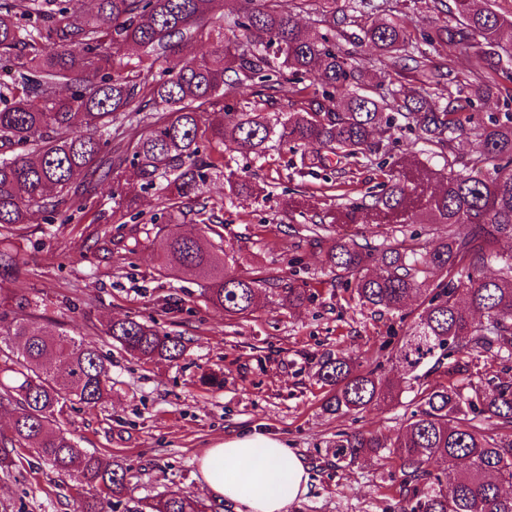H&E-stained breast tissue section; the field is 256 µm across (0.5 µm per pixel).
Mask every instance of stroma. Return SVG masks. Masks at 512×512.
<instances>
[{"instance_id": "stroma-1", "label": "stroma", "mask_w": 512, "mask_h": 512, "mask_svg": "<svg viewBox=\"0 0 512 512\" xmlns=\"http://www.w3.org/2000/svg\"><path fill=\"white\" fill-rule=\"evenodd\" d=\"M378 2L379 11L343 26L336 39L340 48L373 65L375 52L363 30L395 14L406 30L409 52L426 55L434 67H453L458 80L470 77L468 56L422 42L421 31L443 19L427 9L426 0ZM376 142L377 150L356 167L332 156L301 166L300 149L282 141L265 163L241 148L213 142L200 147L202 158H223L224 168L209 170L196 196L184 199L180 231L205 247L221 242L231 272L271 276L278 287L306 289L309 300L299 307L263 299L249 317L228 320L202 296L201 281L161 269L149 234L152 217L163 213L154 190L141 193L140 215L134 219L114 208L106 181L86 177L88 218L63 224L37 212L27 232L15 237L27 274L19 283L0 280V304L24 288L39 301L46 332L71 327L112 362L110 396L94 407L69 405L60 426L79 449L127 468L123 507L180 490L201 500L207 512H237L236 504L203 490L198 459L224 438L248 431L287 440L308 468L309 489L288 512H401L403 476L396 462L371 459L340 468L330 444L340 431L394 435L411 392H404L399 404L336 417L321 408L327 389L316 371L328 351L369 364L382 342L403 336L418 304L410 302L402 316L357 306L345 281L325 264L324 250L310 247L300 231L307 224L340 226L374 246L404 233L447 234L446 225L414 223L408 216L424 212L449 171L478 157L479 143L471 131L445 156L435 157L408 129L377 136ZM230 170L252 174V198H230L225 180ZM391 175L406 189L400 212L362 209V202L388 193ZM203 202L214 206L218 234L200 232L195 222ZM126 317L184 336L183 358L147 365L124 352L103 329L107 321ZM205 372L223 374V387L200 386ZM15 461L10 474H0V512H76L92 493L58 477L26 447H19Z\"/></svg>"}]
</instances>
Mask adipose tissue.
I'll return each mask as SVG.
<instances>
[{"label": "adipose tissue", "instance_id": "obj_1", "mask_svg": "<svg viewBox=\"0 0 512 512\" xmlns=\"http://www.w3.org/2000/svg\"><path fill=\"white\" fill-rule=\"evenodd\" d=\"M199 470L206 493L238 504L239 512H287L308 491L304 461L275 437L225 438L206 450Z\"/></svg>", "mask_w": 512, "mask_h": 512}]
</instances>
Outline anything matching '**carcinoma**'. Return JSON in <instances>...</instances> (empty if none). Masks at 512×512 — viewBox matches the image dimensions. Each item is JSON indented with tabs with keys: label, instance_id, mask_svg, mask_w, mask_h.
Instances as JSON below:
<instances>
[{
	"label": "carcinoma",
	"instance_id": "cac0c4a2",
	"mask_svg": "<svg viewBox=\"0 0 512 512\" xmlns=\"http://www.w3.org/2000/svg\"><path fill=\"white\" fill-rule=\"evenodd\" d=\"M78 0H13L0 5V60L11 62L0 81V144L25 145L27 152L0 158V279H19L23 258L10 237L24 230L35 211L60 214V207L86 208L83 173H98L111 187L118 209H132L139 193L159 186L165 225L157 241L163 268L204 281L201 294L226 317L255 310L256 280L228 272L224 249L201 247L180 233L182 199L199 190L209 163L199 158L203 140H230L264 158L278 137L337 161L359 163L373 151L378 130L391 132L402 120L421 140L445 153L474 123L470 98L435 89L446 78L423 57L405 53L404 30L395 17L364 28L377 61L395 71L418 73L416 82L376 100L362 92L366 66L336 49L339 26L371 7V0H314L329 15L326 29L305 30L296 10L263 0L237 22L245 43L229 41L208 58L191 55L201 23L224 40L221 0H93L86 12ZM504 0H452L448 23L427 35L473 59L471 95L490 96L495 76L512 69V8ZM165 65L160 74L154 64ZM312 74L321 88L306 85L284 118L267 109L280 86ZM67 86L63 98L58 88ZM155 112L146 113L139 93ZM242 97L245 110L227 112L224 99ZM144 125L132 151L112 145V126ZM481 161L470 173L451 171L442 193L429 203L431 223L467 227L423 244L419 235L380 249L336 232L326 252L331 271L348 279L360 305L400 312L413 298L421 311L395 344L386 341L377 359L363 368L342 353L318 361V380L329 390L323 410L340 416L381 402H394L403 389L383 377V361L395 360L418 383L413 409L390 438L373 432H341L331 442L339 467L367 458L394 459L404 477L403 512H512V379L493 375L463 392L456 376L470 372L473 355L512 361V115L479 125ZM400 185L371 205L392 210L401 204ZM196 223L214 235V209L203 203ZM281 305L299 306L304 288L282 295ZM14 308L0 312V410L13 411L11 436L0 439V471L15 465V445L34 450L50 469L100 488L79 512H115L126 490V470L77 448L59 426L68 404L96 405L112 392L111 363L97 345L60 328L47 335L35 310L38 302L18 290ZM104 334L145 363L176 362L184 337L163 333L133 318L111 320ZM444 368L446 381L421 384L422 368ZM127 512H205L184 492L157 503L139 501Z\"/></svg>",
	"mask_w": 512,
	"mask_h": 512
}]
</instances>
